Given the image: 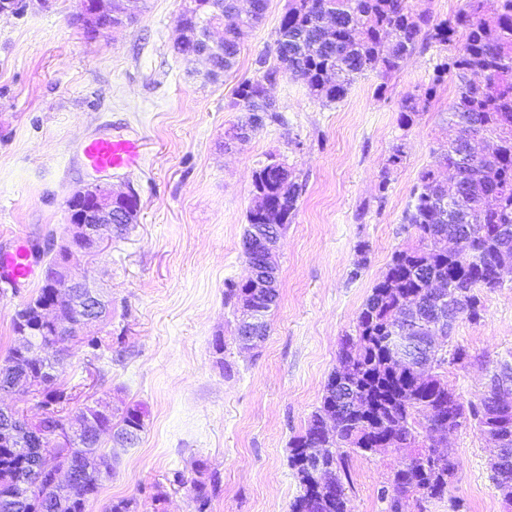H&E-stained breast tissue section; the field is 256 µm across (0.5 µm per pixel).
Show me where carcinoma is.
I'll list each match as a JSON object with an SVG mask.
<instances>
[{
  "instance_id": "1",
  "label": "carcinoma",
  "mask_w": 512,
  "mask_h": 512,
  "mask_svg": "<svg viewBox=\"0 0 512 512\" xmlns=\"http://www.w3.org/2000/svg\"><path fill=\"white\" fill-rule=\"evenodd\" d=\"M266 7L267 0H261L257 12L242 8L240 0L224 3V12L235 16V21L224 27L223 51L213 55L217 69L228 74L235 68L246 30L261 21ZM459 33L460 45L448 61L435 67L431 86L405 95L400 106V123L406 127L419 114L421 103L431 98L442 75L455 74L457 92L448 106V124L455 127L456 136L438 156L436 167L419 172L413 201L403 217L417 244L393 253L359 313L356 336L346 337L338 354L351 393L375 406L387 424L385 432L395 438L394 447L406 451L405 465L380 493L386 512H403L410 497L419 503L443 498L448 465H458L450 449L442 466H429L434 450L420 445L422 433L431 441L435 428L446 422L445 413L433 412L448 403L445 365H462L470 359L462 348L449 355L424 344L436 330L438 306L428 282L443 281L439 293L445 296V307L458 311L456 319L477 322L483 312L479 290L502 287L491 275V266L502 250L512 253V0H465L454 18L440 22L414 12L409 0H291L276 40L279 66L260 79L241 81L234 90L235 105L246 112L233 133L236 138L243 130L253 133L268 120H281L264 87V82L276 80L280 73L303 80L312 96L334 103L346 96L357 78L368 72L395 71L418 47L449 45ZM441 166L453 167L460 183L443 182L438 172ZM254 188L259 204L249 211L248 223L285 231L302 190L293 172L272 160L255 171ZM246 293L240 283L224 282V304L234 305ZM397 337L413 350H422V356L408 368L398 369L391 361ZM21 352V344H15L0 365V390L6 393L27 384L15 378L10 368ZM508 377L512 379V360L498 361L488 371L477 401L459 403L455 427L472 425L486 434L501 402L496 383ZM40 396L42 405L57 406L51 417H67L62 407L67 401L64 391L49 381ZM336 399L330 377L320 407L309 417L304 432L289 442L288 464L300 485L290 512H350L349 454L380 452L375 447L377 436L363 428V412L343 410L326 456V464L335 471L338 491L323 494L315 490L304 459L307 449L315 445L319 416ZM144 417L142 407L134 404L116 419H98L89 425L75 442L83 456L65 446L54 458L55 467L73 471V481L57 493L36 495L24 505L13 499V487L18 479L33 475L34 457L0 447V512H86L103 479L112 474L114 456L102 450L101 437L114 429L126 433L134 425L142 429ZM218 484L216 476L208 485L194 484L197 512H207Z\"/></svg>"
}]
</instances>
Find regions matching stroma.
<instances>
[{
    "label": "stroma",
    "mask_w": 512,
    "mask_h": 512,
    "mask_svg": "<svg viewBox=\"0 0 512 512\" xmlns=\"http://www.w3.org/2000/svg\"><path fill=\"white\" fill-rule=\"evenodd\" d=\"M288 4L268 0L234 74L217 83L204 77L203 64L173 50L185 0H147L135 24L96 38L77 23L76 0L0 17V256L20 244L34 253L61 242L75 188H131L140 200L126 236L95 257H71L74 273L104 292L112 313L84 329L103 338L101 350L66 342L55 384L71 390L74 415L98 399L145 411L139 443L117 451L86 512H103L122 497L136 498L138 512H195L193 484L214 474L220 483L210 512H289L299 482L288 442L320 406L340 341L355 334L374 282L396 249L416 242L403 214L419 171L453 135L445 118L457 79L432 82L448 47L433 44L397 71L367 73L331 104L303 81L279 75L268 91L280 121L228 142L243 118L234 90L276 65ZM429 84L435 94L427 108L402 126V98ZM101 136L139 139L141 166L90 168L80 146ZM397 147L404 156L394 165ZM272 156L302 191L277 244L279 297L269 335L246 354L235 343L237 315L224 303V282L249 274L242 238L256 204L253 175ZM362 256L367 264L351 278ZM42 266L34 261L31 278L18 285L0 280V361L14 344L16 312L41 285ZM480 298L481 319L458 321L444 345L471 356L445 374L465 402L482 392L486 366L512 352V281ZM448 445L457 476L447 498L421 512H450L453 498L468 512H512L493 479L484 436L463 427ZM401 462L391 449L350 455L351 512H385L379 490Z\"/></svg>",
    "instance_id": "stroma-1"
}]
</instances>
